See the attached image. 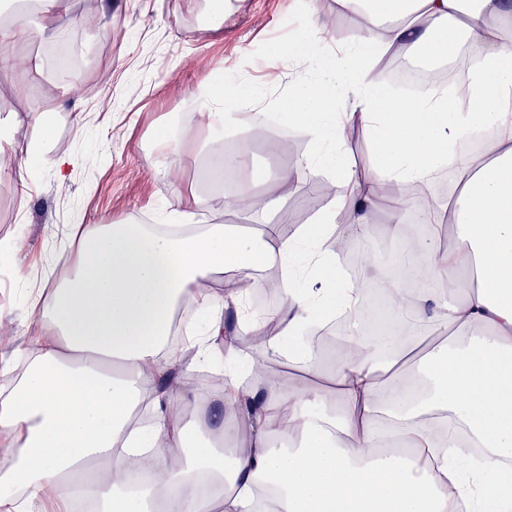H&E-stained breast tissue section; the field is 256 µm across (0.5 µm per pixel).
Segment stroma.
Wrapping results in <instances>:
<instances>
[{"instance_id": "35a3bbf8", "label": "stroma", "mask_w": 512, "mask_h": 512, "mask_svg": "<svg viewBox=\"0 0 512 512\" xmlns=\"http://www.w3.org/2000/svg\"><path fill=\"white\" fill-rule=\"evenodd\" d=\"M234 10L223 28L205 18L206 0H72L70 15L58 18L57 34L78 32L80 45L92 60L76 83L63 81L56 66L36 71L29 61L44 54L46 41L11 47L13 63L0 67V131L17 142L27 141L33 117L54 115L50 150L32 168L31 201L21 206L15 184L0 178V239L23 243L15 256L0 254V268L24 269L26 282L0 281V365L14 363L29 345L36 318L27 295L49 289L64 279L67 260L50 256L65 243L71 224L139 223L148 217L160 224L176 193L197 192L198 212L207 223L224 221V187L205 180L201 144L232 149L247 144L258 177L255 195L264 192L263 176H277L318 145L302 128L281 130L280 120L244 130L212 132L198 110L197 91L203 80L221 82L232 76L248 86L263 88L268 105L286 97L294 84L315 77L314 65L299 58L280 62L269 54L273 44L299 39L297 0H232ZM106 31H99V24ZM278 72L277 85H266ZM168 127L185 136L182 154L155 151L158 131ZM68 161L64 179H57L53 162ZM330 177L321 189L293 180L280 190L281 208L265 213L257 223L253 213L240 211L237 230L258 234L265 223H310L334 196ZM371 253L345 241V249L360 261L356 277L389 282L383 225L374 224Z\"/></svg>"}]
</instances>
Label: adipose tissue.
Segmentation results:
<instances>
[{"instance_id":"ef3b65f1","label":"adipose tissue","mask_w":512,"mask_h":512,"mask_svg":"<svg viewBox=\"0 0 512 512\" xmlns=\"http://www.w3.org/2000/svg\"><path fill=\"white\" fill-rule=\"evenodd\" d=\"M355 23L341 48L322 58L327 31L316 0H303L313 31L304 47L277 55L318 61L319 77L280 104L319 150L298 163L307 180L333 176L340 192L298 237L267 225L256 240L229 224L195 223L201 203L177 194L178 226L81 224L69 247L72 272L34 296L37 329L18 356L26 370L0 392V512H499L512 473V0H336ZM473 48L464 93L438 85L417 99L383 85L387 58L437 61ZM355 89L353 109L337 91ZM261 89L226 79L200 105L208 126L245 129L262 115ZM51 115L34 118L31 138L10 148L0 175L26 184L32 155L44 154ZM355 126L374 134L377 162L358 181L344 150ZM493 130L481 157L460 153L474 128ZM455 182L441 205L421 209L431 227L420 256L428 278L476 269L465 293L396 289L411 329L440 324L447 338L408 354L390 374L383 351L395 338L347 336L322 369L304 326L336 304L352 311L361 286L340 279L324 243L335 230L366 236L379 206L376 186L429 183L447 156ZM454 225L456 247L439 226ZM264 264L283 271L273 328L254 323L264 352L288 355L302 374L288 384L193 391L185 372L242 351L224 334L231 297L202 288L219 271L247 279ZM313 270V286L300 285ZM203 324L174 353L170 338L183 303ZM146 479L133 483L132 474ZM217 486L200 494L201 481ZM456 487L449 496L448 487Z\"/></svg>"}]
</instances>
